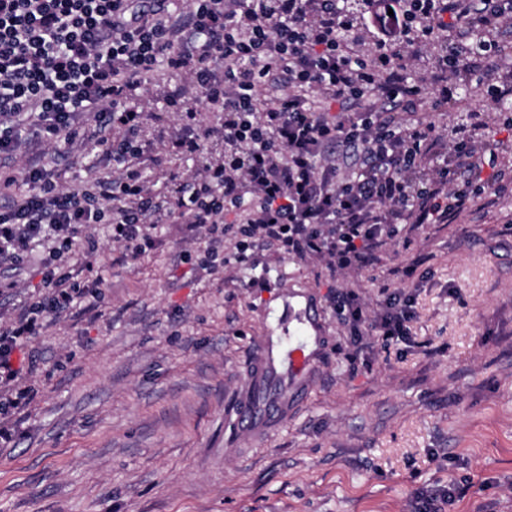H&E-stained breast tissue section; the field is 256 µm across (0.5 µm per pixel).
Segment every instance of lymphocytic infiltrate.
<instances>
[{
	"label": "lymphocytic infiltrate",
	"instance_id": "f902f5d3",
	"mask_svg": "<svg viewBox=\"0 0 512 512\" xmlns=\"http://www.w3.org/2000/svg\"><path fill=\"white\" fill-rule=\"evenodd\" d=\"M174 2L0 0V157L28 155L20 174L0 170V189L19 176L29 187L0 208L1 267L21 271L43 238L60 257L92 224L140 256L164 218L199 242L203 271L271 248L343 280L512 189V165L483 145L496 112L445 130L417 115L423 100L454 102L461 81L512 97L511 82L481 77L512 27V0H350L344 11L336 0ZM162 72L180 121L168 150L202 165L159 198L139 166V102ZM204 109L223 122L204 123ZM62 141L102 147L118 176L60 185L41 150ZM219 143L223 154L206 158ZM45 280L47 296L0 325V384L22 378L23 349L49 316L100 297V280L82 285L68 269ZM330 303L358 339L407 336L415 317L395 291L372 312L345 286Z\"/></svg>",
	"mask_w": 512,
	"mask_h": 512
}]
</instances>
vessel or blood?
<instances>
[{"mask_svg": "<svg viewBox=\"0 0 512 512\" xmlns=\"http://www.w3.org/2000/svg\"><path fill=\"white\" fill-rule=\"evenodd\" d=\"M277 328L261 338L253 353L248 394L235 410L237 423L250 431L286 415L289 402L306 397L311 388L321 338L310 307L283 301Z\"/></svg>", "mask_w": 512, "mask_h": 512, "instance_id": "1", "label": "vessel or blood"}]
</instances>
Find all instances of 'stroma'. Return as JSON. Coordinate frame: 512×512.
Segmentation results:
<instances>
[{
    "instance_id": "stroma-1",
    "label": "stroma",
    "mask_w": 512,
    "mask_h": 512,
    "mask_svg": "<svg viewBox=\"0 0 512 512\" xmlns=\"http://www.w3.org/2000/svg\"><path fill=\"white\" fill-rule=\"evenodd\" d=\"M143 173L155 192L198 160L166 154L177 125L146 97ZM64 182L109 179L101 150L51 149ZM512 192L430 227L388 265L413 267L410 334L357 352L319 264L259 251L208 275L183 258L180 225L132 258L108 239L65 260L100 279L93 310L59 315L26 351L27 407L0 447V512H414L456 482L443 512H512ZM35 244L0 322L46 292ZM266 288L250 287L257 276ZM313 305L322 341L307 399L268 430L238 428L252 348L283 300Z\"/></svg>"
}]
</instances>
